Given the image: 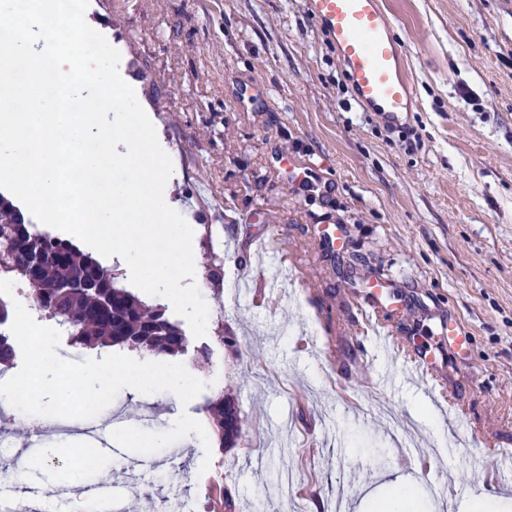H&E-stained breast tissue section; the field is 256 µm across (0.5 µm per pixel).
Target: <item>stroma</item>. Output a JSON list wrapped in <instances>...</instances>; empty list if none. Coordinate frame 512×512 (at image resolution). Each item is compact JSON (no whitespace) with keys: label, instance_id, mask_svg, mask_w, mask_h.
Returning <instances> with one entry per match:
<instances>
[{"label":"stroma","instance_id":"1","mask_svg":"<svg viewBox=\"0 0 512 512\" xmlns=\"http://www.w3.org/2000/svg\"><path fill=\"white\" fill-rule=\"evenodd\" d=\"M381 2L414 94L396 126L352 99L305 0H89L86 22L166 143L209 282L207 334L178 358L206 389L186 405L122 389L114 425L164 432L184 412L206 425L220 392L245 420L209 452L193 433L151 454L100 452L85 482L110 475L125 512L142 499L369 512L363 490L399 481L434 512H467L512 478V0ZM259 234L291 274L284 301L252 256ZM378 280L385 349L360 329ZM453 324L465 345L449 342ZM408 355L432 362L429 386H382ZM0 420V465L20 470L39 512H96L66 493L87 421L19 434L2 404Z\"/></svg>","mask_w":512,"mask_h":512}]
</instances>
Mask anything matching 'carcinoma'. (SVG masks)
<instances>
[{"label":"carcinoma","instance_id":"carcinoma-1","mask_svg":"<svg viewBox=\"0 0 512 512\" xmlns=\"http://www.w3.org/2000/svg\"><path fill=\"white\" fill-rule=\"evenodd\" d=\"M12 248L0 253V279H17L39 302L40 318L54 322L70 344L90 349H123L144 353L184 354L188 338L170 319L167 307L148 305L123 286L113 269L80 251L70 240L33 230L12 202L0 195V237ZM10 319L9 301L0 297V365H10L16 351L11 334L2 330ZM206 410L222 441L236 439L244 420L235 402L220 394Z\"/></svg>","mask_w":512,"mask_h":512}]
</instances>
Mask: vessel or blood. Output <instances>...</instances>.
Listing matches in <instances>:
<instances>
[{
  "instance_id": "1",
  "label": "vessel or blood",
  "mask_w": 512,
  "mask_h": 512,
  "mask_svg": "<svg viewBox=\"0 0 512 512\" xmlns=\"http://www.w3.org/2000/svg\"><path fill=\"white\" fill-rule=\"evenodd\" d=\"M306 9L334 45L354 100L397 123L411 110L414 98L403 48L391 34L380 0H306ZM432 374L427 360L413 358L388 383L396 387Z\"/></svg>"
}]
</instances>
